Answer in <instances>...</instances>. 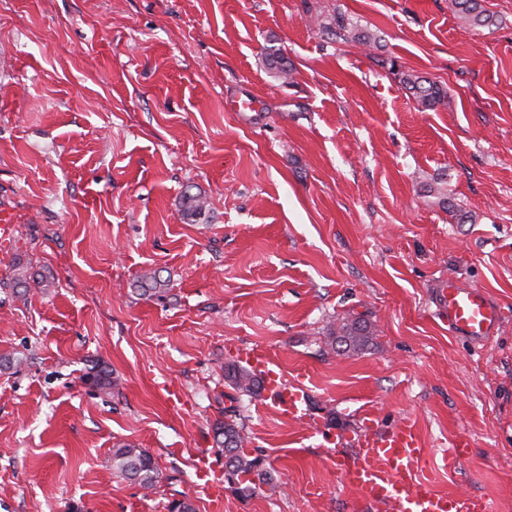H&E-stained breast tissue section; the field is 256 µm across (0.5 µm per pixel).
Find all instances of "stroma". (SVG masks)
Returning <instances> with one entry per match:
<instances>
[{"label": "stroma", "mask_w": 512, "mask_h": 512, "mask_svg": "<svg viewBox=\"0 0 512 512\" xmlns=\"http://www.w3.org/2000/svg\"><path fill=\"white\" fill-rule=\"evenodd\" d=\"M485 5L490 31L450 0H0V357L22 360L0 369V512H374L336 469L371 416L416 421L436 492L512 512V0ZM338 13L376 47L332 41ZM393 59L444 104L422 109ZM244 94L259 111L227 109ZM440 177L447 210L423 195ZM187 189L208 223L184 221ZM148 270L163 299L137 295ZM449 280L500 307L488 343L449 333ZM347 315L376 328L364 353L327 341ZM252 347L309 418L240 397L275 481L242 494L212 426ZM97 362L118 389L82 383ZM127 444L153 489L114 473ZM451 6L463 26L471 30L498 27V18L490 14L482 4V0H451ZM269 52L266 55V64L270 70L273 71L276 77L279 79L288 80V84L291 83L293 75V67L288 62L287 57L282 53L280 48L270 47ZM112 469L119 476L144 488L153 487L159 478L153 456L143 448L124 446L113 449Z\"/></svg>", "instance_id": "stroma-1"}]
</instances>
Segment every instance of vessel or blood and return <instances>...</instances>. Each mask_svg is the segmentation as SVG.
Wrapping results in <instances>:
<instances>
[{"mask_svg": "<svg viewBox=\"0 0 512 512\" xmlns=\"http://www.w3.org/2000/svg\"><path fill=\"white\" fill-rule=\"evenodd\" d=\"M439 309L448 316V327L457 335L483 343L500 328L501 313L487 292L479 287L442 286ZM246 363L267 378V393L277 414L289 420H306L299 386L276 373L267 351L253 348ZM429 450L415 426L403 420L386 430L367 426L356 441L355 453L340 461L344 479L360 502L380 512H492L488 495L461 486L448 493L434 491L423 470Z\"/></svg>", "mask_w": 512, "mask_h": 512, "instance_id": "vessel-or-blood-1", "label": "vessel or blood"}]
</instances>
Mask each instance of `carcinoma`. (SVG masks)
<instances>
[{"label": "carcinoma", "instance_id": "1", "mask_svg": "<svg viewBox=\"0 0 512 512\" xmlns=\"http://www.w3.org/2000/svg\"><path fill=\"white\" fill-rule=\"evenodd\" d=\"M451 6L463 26L471 30L492 29L498 27V18L490 14L482 4V0H451ZM335 40L344 44H355L365 48L373 47L377 38L367 28L350 22L342 15L336 16L335 26L330 28ZM266 64L276 77L291 80L293 67L279 48H271L266 55ZM390 70L399 78L404 88L415 98L425 110H433L443 104L447 91L437 82L426 77L403 71L396 63H391ZM183 216L195 224L208 222L206 202L198 194L187 193L181 202ZM141 294L151 297H163L166 289L152 273H144L140 277ZM373 335L371 325L361 316L342 321L336 330L331 332L332 342L345 346L348 350H361L368 337ZM88 387L110 392L118 387V379L112 371L96 363L81 377ZM224 382L233 390L224 397L231 406L224 408V419L217 420L213 428V439L216 447L224 453V481L241 492H250L257 484H270L271 475L264 466V459L245 453L247 437L244 423L234 403L243 395L256 396L264 388V380L252 371L230 363L224 368ZM112 469L123 478L141 487H153L159 478L158 468L153 456L143 448L124 446L112 452Z\"/></svg>", "mask_w": 512, "mask_h": 512}]
</instances>
